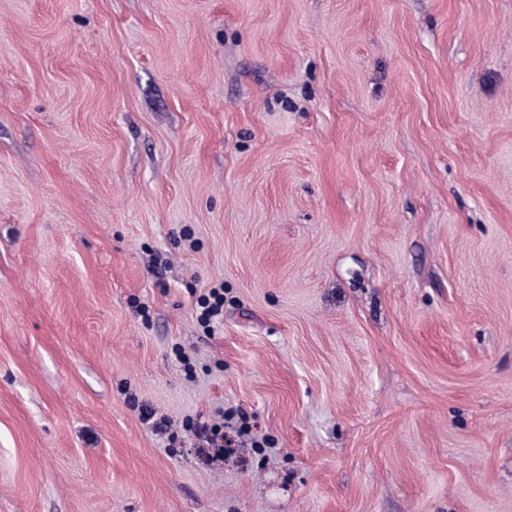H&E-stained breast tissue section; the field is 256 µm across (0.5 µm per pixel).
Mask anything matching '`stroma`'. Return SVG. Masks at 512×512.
<instances>
[{
  "mask_svg": "<svg viewBox=\"0 0 512 512\" xmlns=\"http://www.w3.org/2000/svg\"><path fill=\"white\" fill-rule=\"evenodd\" d=\"M0 512H512V0H0ZM195 315L204 332H214L215 326L224 319L223 285L208 288L197 296ZM225 423H212V424H195L191 425L190 429H194L196 434L202 438L205 446H201L207 452L211 460L218 459L224 454V424H231L236 429L239 435L251 434L252 426L247 419L235 410L229 409L224 412L223 420ZM234 421V424L232 423Z\"/></svg>",
  "mask_w": 512,
  "mask_h": 512,
  "instance_id": "1",
  "label": "stroma"
}]
</instances>
